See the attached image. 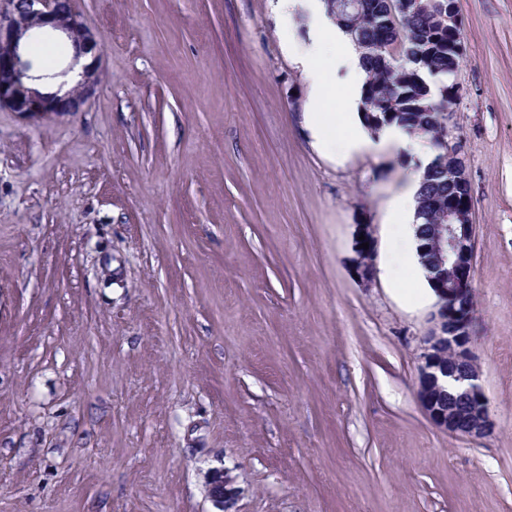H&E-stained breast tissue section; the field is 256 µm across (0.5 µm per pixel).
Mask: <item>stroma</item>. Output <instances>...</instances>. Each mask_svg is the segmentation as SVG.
Returning a JSON list of instances; mask_svg holds the SVG:
<instances>
[{
	"mask_svg": "<svg viewBox=\"0 0 512 512\" xmlns=\"http://www.w3.org/2000/svg\"><path fill=\"white\" fill-rule=\"evenodd\" d=\"M276 4L78 0L96 95L0 109V512H512V0H458L477 440L417 398L435 304L354 275L419 159L313 146ZM359 234L364 235V240H358L357 245V260L355 265V273L357 277L365 284H370L374 275V255H375V236L373 226L370 224L359 225ZM369 243V249L360 248V244ZM209 495L218 512H234L231 510L234 504V491L232 478L228 472L218 471L210 479Z\"/></svg>",
	"mask_w": 512,
	"mask_h": 512,
	"instance_id": "obj_1",
	"label": "stroma"
}]
</instances>
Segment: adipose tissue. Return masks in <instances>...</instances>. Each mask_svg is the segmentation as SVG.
<instances>
[{"instance_id":"adipose-tissue-1","label":"adipose tissue","mask_w":512,"mask_h":512,"mask_svg":"<svg viewBox=\"0 0 512 512\" xmlns=\"http://www.w3.org/2000/svg\"><path fill=\"white\" fill-rule=\"evenodd\" d=\"M285 20L281 38L289 58L309 83V101L304 114L312 129L315 146L341 157L362 149L389 148L419 154L417 137L397 126L383 127L370 135L361 117V97L366 74L354 47L349 46L344 31L336 26L324 0H278ZM306 14L309 40L299 42L292 20ZM346 126L350 135L342 142L332 140L327 132L335 123Z\"/></svg>"}]
</instances>
